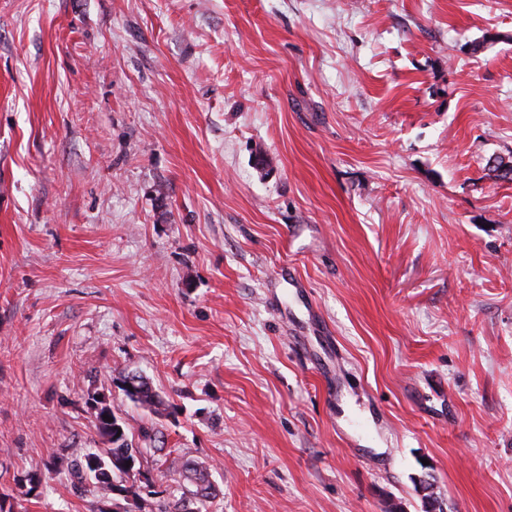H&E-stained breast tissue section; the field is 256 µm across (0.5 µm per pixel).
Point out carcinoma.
I'll return each instance as SVG.
<instances>
[{"instance_id":"obj_1","label":"carcinoma","mask_w":512,"mask_h":512,"mask_svg":"<svg viewBox=\"0 0 512 512\" xmlns=\"http://www.w3.org/2000/svg\"><path fill=\"white\" fill-rule=\"evenodd\" d=\"M488 170L497 179L512 180V160L494 157L492 163L488 164ZM126 397L137 405L156 410L165 406V401L145 380L140 381L136 391L126 394ZM89 405L94 413L95 428L109 447L84 452L71 461L70 469L74 486L94 497L95 512H140L146 507L150 512H193V496L201 488L212 487L206 469L196 462L184 461L170 452L166 453L160 465L181 475L179 496L145 504L140 495V485L137 480L129 479L123 464L132 461L144 474H151L146 465L149 449L135 446L129 438L126 422L116 416L104 396L91 395ZM105 415L111 417L112 421L103 419ZM123 500L126 501L124 506L121 505Z\"/></svg>"}]
</instances>
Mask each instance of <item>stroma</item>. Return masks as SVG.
Instances as JSON below:
<instances>
[{"mask_svg":"<svg viewBox=\"0 0 512 512\" xmlns=\"http://www.w3.org/2000/svg\"><path fill=\"white\" fill-rule=\"evenodd\" d=\"M497 155L512 0H0V493L100 393L211 512H512ZM127 375L120 374V380L125 378ZM142 379L138 384L137 382L139 379L137 376H135L133 373L129 375V378L127 379L126 383L124 384V387L127 388L129 391L134 392L135 386L137 384L136 391L134 393H127L125 392L121 387L120 389L124 392L125 396L133 403L149 408H154L155 410H158L159 408L165 406V401L161 398V396L156 393L153 388L150 386V384ZM119 380V381H120Z\"/></svg>","mask_w":512,"mask_h":512,"instance_id":"1","label":"stroma"}]
</instances>
